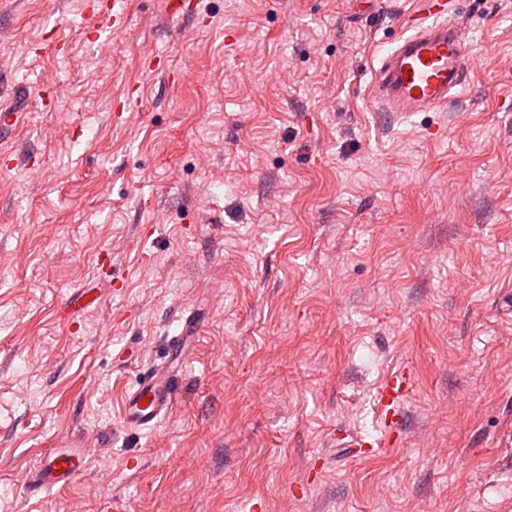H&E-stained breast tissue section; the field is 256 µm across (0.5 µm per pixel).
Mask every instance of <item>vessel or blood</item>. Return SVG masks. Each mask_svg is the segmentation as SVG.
Masks as SVG:
<instances>
[{
    "label": "vessel or blood",
    "mask_w": 512,
    "mask_h": 512,
    "mask_svg": "<svg viewBox=\"0 0 512 512\" xmlns=\"http://www.w3.org/2000/svg\"><path fill=\"white\" fill-rule=\"evenodd\" d=\"M415 7L404 21L403 32L382 57L370 87L371 97L383 112L409 115L437 112L454 92L465 84L471 66L472 49L467 27L460 20L457 0H414ZM122 0H85L86 14L100 17L112 33L124 31L128 16ZM91 289L77 288L63 302L62 311L87 312L99 305ZM199 316L189 315L181 333L171 337L168 348L176 356L185 355L200 327ZM179 366L168 363L146 373L126 393L121 412L124 428L153 429L174 409L179 394ZM412 387L406 373L390 376L378 389L376 399L380 419L397 427ZM86 440L60 439L57 449L45 454L25 475L31 495H39L71 482L85 457Z\"/></svg>",
    "instance_id": "vessel-or-blood-1"
}]
</instances>
